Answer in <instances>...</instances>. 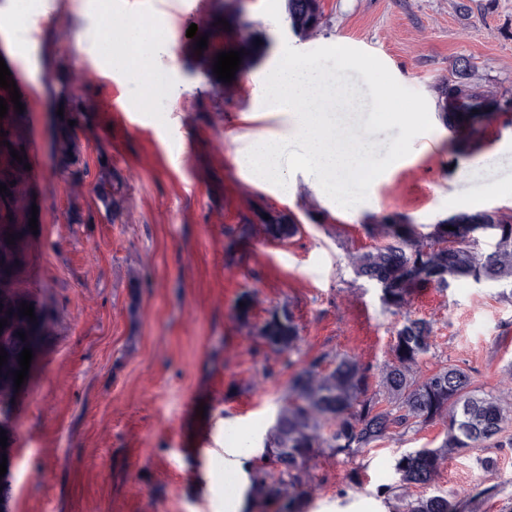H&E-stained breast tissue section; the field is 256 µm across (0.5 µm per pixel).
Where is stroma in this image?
Returning <instances> with one entry per match:
<instances>
[{"label": "stroma", "mask_w": 512, "mask_h": 512, "mask_svg": "<svg viewBox=\"0 0 512 512\" xmlns=\"http://www.w3.org/2000/svg\"><path fill=\"white\" fill-rule=\"evenodd\" d=\"M36 2L28 62L1 42L0 59L24 86L25 144L37 149L39 173L25 188L38 207V231L28 237L32 279L15 290L34 294L48 314L30 376L49 382L24 426L0 417L8 437L0 512H224L225 448L244 436L265 443L295 371L339 352L367 368L369 389L378 391L408 315L433 323L420 374L457 366L473 388L512 407V296L500 283L419 288L403 315L352 264L381 244L366 225L391 215L425 234L460 212L512 211V116L482 132L480 152L498 161L471 178L460 171L472 156L458 153L435 106L436 85L462 56L481 89L512 90V0H470L466 16L457 0H325L329 22L306 38L291 32L284 0H242L237 11L224 0H174L170 11L157 0H110L103 10L95 0ZM108 15L172 38L171 53L153 64L178 93L149 97L130 70L105 67L86 29ZM192 25L208 38L204 51L186 35ZM287 45L372 53L427 100L432 131L372 183L364 207L341 208L302 171L285 190L257 181L224 145L233 135L248 140L255 123L270 135L291 125L290 116L263 111L256 90ZM230 49L242 61L227 83L213 65ZM60 59L87 106L80 143L89 173L80 184L60 174L53 155L60 103L50 87ZM175 101L180 111H172ZM103 160L125 190L113 222L93 193ZM489 181L500 194L486 193ZM76 196L92 223L67 222ZM260 210L290 217L297 233L268 236ZM248 290L256 298L246 327L235 305ZM282 306L299 327L298 352L256 354L255 325ZM267 364L277 379L263 377ZM447 432L438 417L348 460L318 455L305 512H394L396 460L439 447ZM207 440L213 451L197 455ZM490 485L495 496L481 497ZM408 493L465 500L467 512H512V448L449 451L435 479Z\"/></svg>", "instance_id": "1"}]
</instances>
